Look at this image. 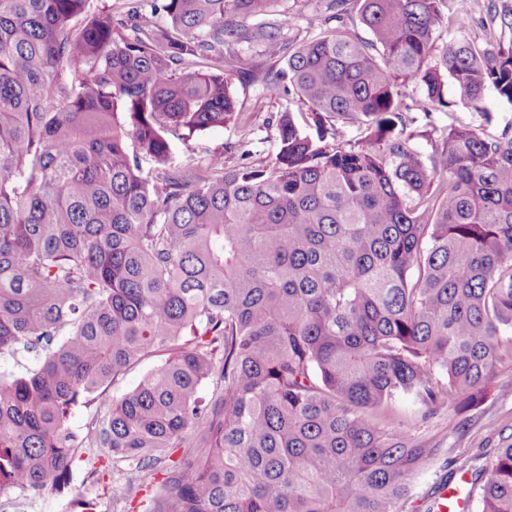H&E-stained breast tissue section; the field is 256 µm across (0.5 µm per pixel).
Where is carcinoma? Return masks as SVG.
Listing matches in <instances>:
<instances>
[{
    "instance_id": "cac0c4a2",
    "label": "carcinoma",
    "mask_w": 512,
    "mask_h": 512,
    "mask_svg": "<svg viewBox=\"0 0 512 512\" xmlns=\"http://www.w3.org/2000/svg\"><path fill=\"white\" fill-rule=\"evenodd\" d=\"M89 2L0 0V355L42 351L0 371V494L67 487L85 445L127 497L165 471L153 512H435L458 472L512 512V442L460 463L417 432L445 407L465 427L512 357V136L451 126L426 163L394 133L410 85L424 109L512 104V10L480 43L470 0H357L371 39L326 28L263 76L333 143L285 112L272 166L228 168L172 143L238 116L231 47L277 37L238 18L268 0ZM162 357L153 356L143 360L140 364L128 369L123 375L119 376L118 379L106 388V395L112 398H120L125 393L134 389L144 375L151 370L153 367L158 365Z\"/></svg>"
}]
</instances>
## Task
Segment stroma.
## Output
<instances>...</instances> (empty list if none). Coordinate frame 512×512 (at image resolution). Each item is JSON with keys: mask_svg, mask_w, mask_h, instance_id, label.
<instances>
[{"mask_svg": "<svg viewBox=\"0 0 512 512\" xmlns=\"http://www.w3.org/2000/svg\"><path fill=\"white\" fill-rule=\"evenodd\" d=\"M326 15V0H272L261 12L244 18L243 23L251 28H277V41L242 43L237 50L246 59L251 73L282 66L293 47L319 35L318 23ZM250 75L234 74L227 78L238 101V118L224 127L207 130L190 143L174 142V163L185 164L220 153L229 168L268 166L279 149L277 120L285 112L291 114L300 132L315 135L316 128L307 107L294 96L271 95L264 84L251 80ZM403 123L405 136L426 159L441 149L452 125L512 133V104L491 93L483 110L462 106L429 112L413 109L404 112ZM456 421L453 409L446 408L424 425L422 432L436 437L442 447L454 449L463 459L475 449L497 447L501 436L512 434L511 359L498 363L486 387L485 399L465 430L456 429ZM110 470L98 449L78 448L69 487L36 496L18 492L0 495V512H144L149 490L140 489L129 499L111 494Z\"/></svg>", "mask_w": 512, "mask_h": 512, "instance_id": "stroma-1", "label": "stroma"}]
</instances>
